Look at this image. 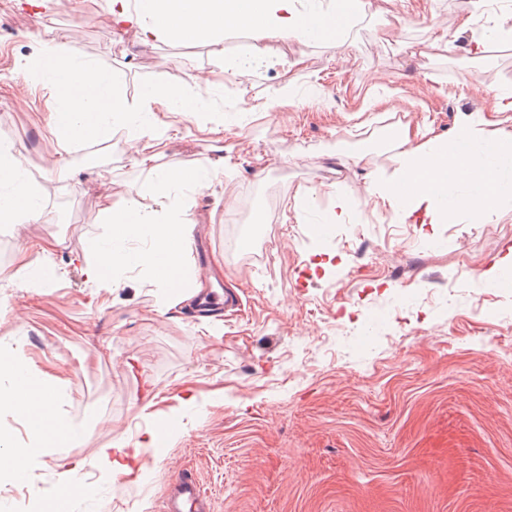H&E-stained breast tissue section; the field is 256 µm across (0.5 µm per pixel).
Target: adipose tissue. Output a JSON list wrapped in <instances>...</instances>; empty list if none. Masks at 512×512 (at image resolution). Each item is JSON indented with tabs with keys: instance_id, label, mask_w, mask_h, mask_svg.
I'll list each match as a JSON object with an SVG mask.
<instances>
[{
	"instance_id": "adipose-tissue-1",
	"label": "adipose tissue",
	"mask_w": 512,
	"mask_h": 512,
	"mask_svg": "<svg viewBox=\"0 0 512 512\" xmlns=\"http://www.w3.org/2000/svg\"><path fill=\"white\" fill-rule=\"evenodd\" d=\"M113 23L138 28L143 46L164 40L176 44L209 42L225 68L250 75L266 64L264 58L244 53L225 56L224 41L247 37L298 39L320 44L344 55L347 35L364 14L368 0H107ZM464 16L443 25L440 42L452 46L459 34L480 19L487 32L473 38V63L487 61L490 44L512 42V11L497 0H469ZM38 50L18 64L25 79L50 92L48 127L62 152L80 144H97L125 132L137 164L148 167L146 184L129 188L113 200L112 185L101 182L102 203L96 221L104 233L91 245L84 261L91 286L90 303L103 307L122 272L138 271L154 288L159 307L189 299L183 246L193 221L196 189L234 171L228 158L199 159L175 169L154 166L157 147L176 137L180 122L203 111L210 84L189 76L178 84H143L138 103H129L120 75L87 59L74 34L38 36ZM488 108L459 112L448 134L429 125L398 124L392 148L397 163L392 173L370 172L363 196L337 192L320 216L324 224H350L360 200L392 210L403 224L488 223L511 213L504 200H512V85L484 91ZM490 163H483V156ZM44 212L40 185L25 174L14 146L0 142V224H25ZM143 249H131L132 241ZM52 243L23 242L15 252L16 277L25 287L39 291L55 285L60 276L51 260ZM0 374L9 375L11 388L0 392V406L22 418L28 426L29 445L0 449V474L27 471L30 455L46 448H64L86 437L58 411L55 389L66 381L34 368L23 349L0 357Z\"/></svg>"
}]
</instances>
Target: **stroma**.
<instances>
[{"label": "stroma", "instance_id": "obj_1", "mask_svg": "<svg viewBox=\"0 0 512 512\" xmlns=\"http://www.w3.org/2000/svg\"><path fill=\"white\" fill-rule=\"evenodd\" d=\"M372 3L349 32L345 64L323 46L272 40L263 52L304 57L302 68L242 76L205 43L143 47L136 28L111 24L105 0H0L11 29L0 35V86L17 87L0 96V140L20 151L45 205L39 221L0 224V251L54 242L62 275L37 295L0 263L10 306L0 351L23 346L37 369L71 379L61 408L91 431L37 456L26 482L0 477V512H41L78 460L87 463L85 512H161L170 479L184 472L214 512H512V289L479 280L512 247V221L423 227L363 203L356 222L318 237L294 210L301 188L326 209L332 190L358 191L366 173L392 171L397 121L448 132L458 110L483 103L471 83L512 82V44L494 46V65L480 72L467 65L466 39L434 47L438 18L464 14L468 0H394L388 14ZM38 30L78 32L81 51L121 73L131 99L147 82L210 81L216 111L189 117L156 163L174 168L220 146L237 164L234 176L196 190L186 258L204 285L239 291L241 311L206 322L188 302L159 310L135 271L105 311L89 307L82 262L101 233V198L86 183L104 173L117 199L148 173L122 132L100 162L88 144L58 156L48 92L24 86L16 70ZM377 75L397 95L362 112ZM287 83L299 95L316 87L322 105L257 112ZM250 107L253 121L237 125L235 112ZM130 360L160 395L145 413ZM167 418L176 432L143 448L134 475L97 465L101 449L139 443Z\"/></svg>", "mask_w": 512, "mask_h": 512}]
</instances>
